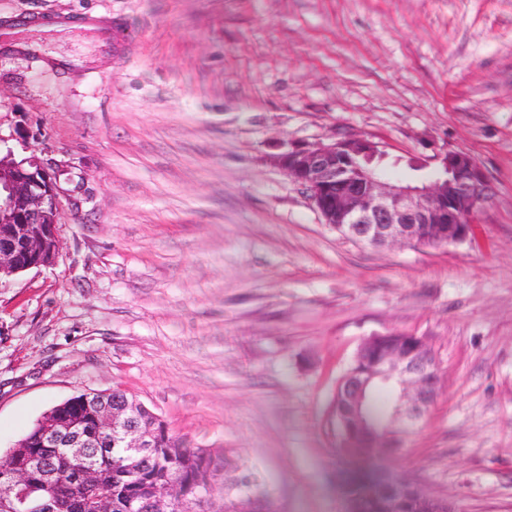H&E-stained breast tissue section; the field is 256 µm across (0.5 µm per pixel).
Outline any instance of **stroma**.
Listing matches in <instances>:
<instances>
[{
	"instance_id": "obj_1",
	"label": "stroma",
	"mask_w": 512,
	"mask_h": 512,
	"mask_svg": "<svg viewBox=\"0 0 512 512\" xmlns=\"http://www.w3.org/2000/svg\"><path fill=\"white\" fill-rule=\"evenodd\" d=\"M5 30L0 149L63 173L57 261L0 279V457L119 388L223 449L227 512H349L336 382L397 330L443 383L375 470L512 512V0H0ZM331 133L470 153L472 234L330 229L271 156Z\"/></svg>"
}]
</instances>
